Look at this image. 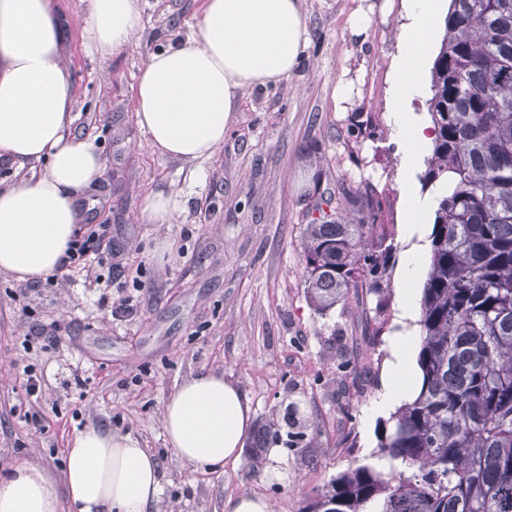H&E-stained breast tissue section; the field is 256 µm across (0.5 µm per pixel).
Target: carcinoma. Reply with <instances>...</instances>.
<instances>
[{"instance_id": "obj_1", "label": "carcinoma", "mask_w": 512, "mask_h": 512, "mask_svg": "<svg viewBox=\"0 0 512 512\" xmlns=\"http://www.w3.org/2000/svg\"><path fill=\"white\" fill-rule=\"evenodd\" d=\"M438 192L420 302L417 395L377 457L342 471L306 512H512V0H451L431 70ZM351 217L305 225L307 296L324 313L379 291L396 245L360 187Z\"/></svg>"}]
</instances>
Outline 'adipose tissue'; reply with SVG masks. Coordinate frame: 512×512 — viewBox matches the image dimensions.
Returning <instances> with one entry per match:
<instances>
[{
    "mask_svg": "<svg viewBox=\"0 0 512 512\" xmlns=\"http://www.w3.org/2000/svg\"><path fill=\"white\" fill-rule=\"evenodd\" d=\"M406 22L390 87L392 124L407 162L428 139L411 121L407 102L422 85L421 65L433 51L440 0H404ZM142 21L141 0H90L85 32L104 53L131 43ZM63 29L51 0H0V157L44 162L35 178L0 182V273L40 279L61 264L80 219L79 193L101 178L106 160L70 134L72 80L62 61ZM308 27L302 0H204L195 35L152 52L135 85V117L162 156L192 163L212 157L241 92L279 83L304 59ZM423 210L407 207L413 239L401 279L400 324L373 404L386 412L418 388L407 354L415 318L411 287L421 277ZM179 461L207 471L237 461L252 424L250 402L223 375L185 380L162 415ZM67 464L54 477L31 460L0 476V512H148L160 492L157 462L131 435L90 425L76 431Z\"/></svg>",
    "mask_w": 512,
    "mask_h": 512,
    "instance_id": "1",
    "label": "adipose tissue"
}]
</instances>
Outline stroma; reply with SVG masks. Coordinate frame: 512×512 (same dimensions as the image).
I'll return each mask as SVG.
<instances>
[{
    "mask_svg": "<svg viewBox=\"0 0 512 512\" xmlns=\"http://www.w3.org/2000/svg\"><path fill=\"white\" fill-rule=\"evenodd\" d=\"M52 2L72 75L70 133L107 162L79 205L85 223L110 225L112 262L139 310L111 315L84 277L62 270L51 287L0 274V467L34 459L61 475L71 435L94 424L139 438L157 459L161 493L149 512H225L244 492L274 512H303L333 475L377 449L385 417L371 408L401 312L406 210L410 197H431L420 176L432 146L405 166L387 107L402 0H304L301 66L246 90L223 147L193 163L154 151L134 119V86L149 53L194 34L204 0H143L133 47L108 56L83 34L90 0ZM357 11L370 24L356 36ZM342 83L351 93L338 110ZM350 185L382 198L394 265L383 295L364 290L321 314L306 294L302 232L322 195L348 209L340 194ZM162 189L184 207L173 223H145L142 201ZM36 321L58 327L56 350H24ZM27 363L45 376L35 402L21 387ZM76 367L89 378L80 397L67 386ZM207 372L247 395L253 420L236 463L193 472L169 447L162 412L187 378ZM264 425L295 446L258 448Z\"/></svg>",
    "mask_w": 512,
    "mask_h": 512,
    "instance_id": "1",
    "label": "stroma"
}]
</instances>
